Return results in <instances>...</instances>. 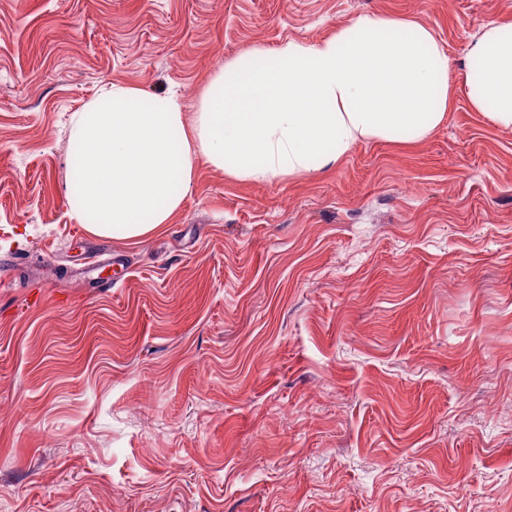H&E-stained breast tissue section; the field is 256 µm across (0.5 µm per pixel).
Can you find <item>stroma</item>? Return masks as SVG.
Masks as SVG:
<instances>
[{
	"label": "stroma",
	"mask_w": 512,
	"mask_h": 512,
	"mask_svg": "<svg viewBox=\"0 0 512 512\" xmlns=\"http://www.w3.org/2000/svg\"><path fill=\"white\" fill-rule=\"evenodd\" d=\"M428 24L451 110L305 180L199 164L169 228L69 212L109 84L186 115L225 60L359 15ZM512 0H0V512H512V130L471 35Z\"/></svg>",
	"instance_id": "35a3bbf8"
}]
</instances>
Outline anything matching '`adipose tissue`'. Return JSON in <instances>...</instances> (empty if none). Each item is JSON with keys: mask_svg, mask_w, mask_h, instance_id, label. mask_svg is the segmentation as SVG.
I'll return each instance as SVG.
<instances>
[{"mask_svg": "<svg viewBox=\"0 0 512 512\" xmlns=\"http://www.w3.org/2000/svg\"><path fill=\"white\" fill-rule=\"evenodd\" d=\"M466 60L471 108L512 130V18L481 25ZM449 90L432 28L381 11L226 61L190 120L173 95L113 84L72 115L70 213L88 233L141 240L171 224L199 163L235 180L314 177L361 142H422Z\"/></svg>", "mask_w": 512, "mask_h": 512, "instance_id": "1", "label": "adipose tissue"}]
</instances>
